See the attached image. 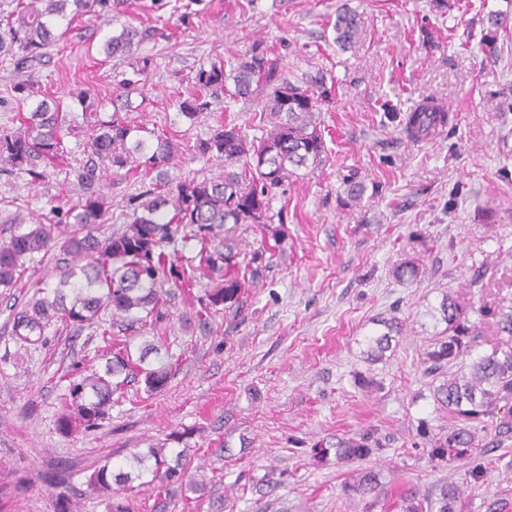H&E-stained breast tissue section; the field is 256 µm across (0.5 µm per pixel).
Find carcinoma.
I'll use <instances>...</instances> for the list:
<instances>
[{
  "instance_id": "carcinoma-1",
  "label": "carcinoma",
  "mask_w": 512,
  "mask_h": 512,
  "mask_svg": "<svg viewBox=\"0 0 512 512\" xmlns=\"http://www.w3.org/2000/svg\"><path fill=\"white\" fill-rule=\"evenodd\" d=\"M115 0H25L0 17V55L8 56L18 67L30 68L46 54L54 40L53 27L66 13L105 15L112 12ZM335 41L343 49L359 38L357 13L343 6L336 14ZM143 32L125 26L110 37L105 52L112 56L134 54L143 41ZM233 90H228L227 83ZM320 89L316 95L283 77L266 53L254 48L250 53L227 62L214 61L200 67L195 86L214 94L229 93L232 98L249 99L261 89H269L259 101L261 115L269 129L258 139H248L241 127L222 123L209 138L197 142L194 156L224 161V171L203 178H193L171 188L165 181V168L183 151L172 139L158 136L150 145L138 135L139 127L129 123L121 112L131 107L134 83L118 81L121 92L112 97V116L94 122L95 133L89 143V160L78 173L82 187L81 201L64 215L66 225L36 224L17 232L0 243V286L15 284L24 271V260L36 254L58 252L59 281L56 287L39 288L27 308L14 318L13 335L29 343L32 336H42L44 327L58 322L63 328H92L107 344L103 372L76 376L69 385L67 405L58 420L63 432L80 424L87 429L109 418L112 396L135 379H142L145 391L163 390L172 375V365L157 367L147 363V353L133 357L128 346L112 344L114 328L131 329L138 324H160L169 318L165 285L188 287L197 268L173 248L187 237L200 242L203 268L224 275L223 282L205 298L204 315L221 310L237 314L240 309L241 271L255 263L257 256H247L234 239L237 224L271 223L269 197L294 176L297 170L316 163L325 152V143L317 122L318 98L327 97L323 77L312 80ZM183 115L195 122L208 109V103L196 93L180 102ZM449 122L448 113L421 105L408 115L406 130L411 136L427 138ZM65 115L59 106L40 105L14 132L0 134V170L24 172L36 181L44 176L42 163L57 157ZM106 159L112 171L139 169L143 175L156 174L155 183L139 195L141 202L129 215V223L108 232L109 205L101 193L102 175L94 158ZM446 323L444 335L436 337L425 352L427 372L440 374L433 386V397L448 409L454 423L448 435L434 442L431 454L458 459L472 455L475 432L465 424L494 420L500 403L512 399V346L477 357L469 371L453 367L463 357L472 355L479 326L469 320L466 310L450 295L440 303ZM490 318L497 334L512 341V312H502L490 305L480 310ZM379 330L365 337L367 359L376 362L392 348V341L402 335L403 324L395 316L374 321ZM338 454L345 460H364L372 452L365 436L342 438L336 442ZM186 454L170 459L163 447H149L133 453L120 463L108 457L95 466L86 489L78 493L74 507L91 495H107L112 485L126 487L147 474L148 483H158L166 491L182 489L202 492L207 483L191 475L183 463ZM361 498L378 496L377 473L367 470L350 486ZM460 495L456 485L441 486L436 501L437 512H455Z\"/></svg>"
}]
</instances>
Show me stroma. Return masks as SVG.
<instances>
[{
    "label": "stroma",
    "instance_id": "obj_1",
    "mask_svg": "<svg viewBox=\"0 0 512 512\" xmlns=\"http://www.w3.org/2000/svg\"><path fill=\"white\" fill-rule=\"evenodd\" d=\"M344 4L361 26L345 50L333 30ZM495 15L503 26L492 27ZM128 25L146 31L135 55L151 60L142 93L131 96V124L191 144L222 121L261 136L255 101L219 97L193 122L178 108L201 65L258 46L296 85L324 74L332 97L318 116L326 151L271 200V230L238 225L241 248L260 255L238 316L199 323L205 279L176 290L168 322L118 335L135 353L157 345L176 372L152 395L131 382L98 428L66 434L57 419L71 367L102 368L100 337L56 324L35 344L12 333L36 289L56 284L55 255L35 256L15 287L0 288V512H65L96 460L158 444L187 449L204 492L124 489L86 500L82 512L119 504L127 512H403L406 495L427 506L446 483L464 487L457 512H512V434L478 431L473 460L432 456L449 416L424 364L445 328L444 295L480 327L473 356L501 345L478 307L512 310V0H448L444 8L437 0H122L99 18L57 20L58 39L35 68L0 59V132L17 130L43 99L59 101L67 119L42 180L0 173V241L54 223V209L79 200L93 120L75 97L88 89L108 98L133 78L129 58L104 52ZM491 31L495 59L483 42ZM30 80L38 95L18 99L13 85ZM425 99L451 107L450 130L417 140L404 118ZM352 170L365 187L356 204L343 184ZM148 184L135 170L107 174L110 228L126 223ZM411 258L420 279L398 280L395 268ZM391 315L403 333L370 362L363 350L372 321ZM359 433L375 441L372 454L338 460L337 439ZM476 462L485 480L465 486ZM365 467L386 489L371 509L349 491ZM55 471L64 482H46Z\"/></svg>",
    "mask_w": 512,
    "mask_h": 512
}]
</instances>
